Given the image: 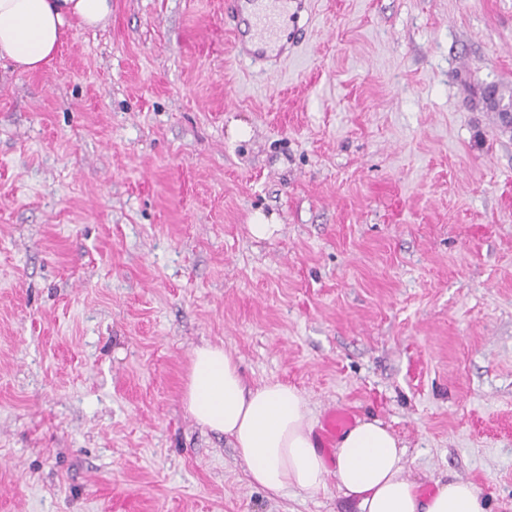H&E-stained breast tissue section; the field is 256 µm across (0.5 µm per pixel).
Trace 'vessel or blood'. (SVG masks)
Segmentation results:
<instances>
[{"instance_id":"1","label":"vessel or blood","mask_w":512,"mask_h":512,"mask_svg":"<svg viewBox=\"0 0 512 512\" xmlns=\"http://www.w3.org/2000/svg\"><path fill=\"white\" fill-rule=\"evenodd\" d=\"M227 10L243 24L233 48L243 60L257 61L288 56L300 43L298 21L306 0H226ZM353 422L346 409L327 413L320 433L323 448H332L338 435Z\"/></svg>"}]
</instances>
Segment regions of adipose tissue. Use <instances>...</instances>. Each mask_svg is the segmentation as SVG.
<instances>
[{
    "mask_svg": "<svg viewBox=\"0 0 512 512\" xmlns=\"http://www.w3.org/2000/svg\"><path fill=\"white\" fill-rule=\"evenodd\" d=\"M111 16L112 0H0V59L40 69L72 29L103 27ZM182 401L197 424L231 439L250 484L270 493L319 489L331 471L357 512H482L469 482L420 496L405 474L403 448L380 421H358L324 459L303 394L274 381L248 385L224 346L193 348Z\"/></svg>",
    "mask_w": 512,
    "mask_h": 512,
    "instance_id": "obj_1",
    "label": "adipose tissue"
}]
</instances>
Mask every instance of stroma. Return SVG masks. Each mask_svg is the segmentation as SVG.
<instances>
[{
	"label": "stroma",
	"mask_w": 512,
	"mask_h": 512,
	"mask_svg": "<svg viewBox=\"0 0 512 512\" xmlns=\"http://www.w3.org/2000/svg\"><path fill=\"white\" fill-rule=\"evenodd\" d=\"M224 2L0 59V512H352L197 425L206 341L512 512V131L468 100L512 87V0H308L275 62Z\"/></svg>",
	"instance_id": "stroma-1"
}]
</instances>
